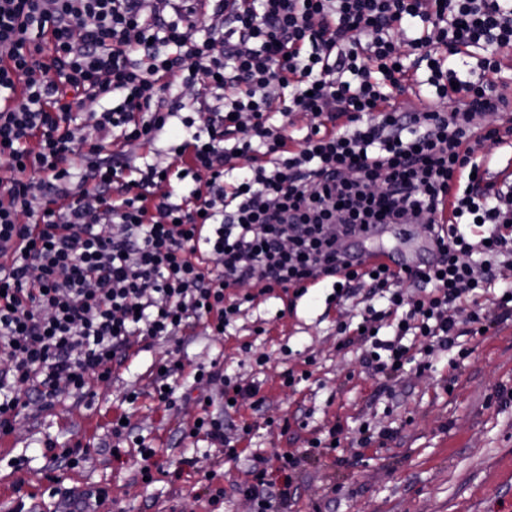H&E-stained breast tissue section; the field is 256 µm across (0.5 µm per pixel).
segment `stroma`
Returning <instances> with one entry per match:
<instances>
[{"label": "stroma", "mask_w": 512, "mask_h": 512, "mask_svg": "<svg viewBox=\"0 0 512 512\" xmlns=\"http://www.w3.org/2000/svg\"><path fill=\"white\" fill-rule=\"evenodd\" d=\"M331 292L313 288L289 303L279 289H236L243 303L224 337L201 324L172 339L131 337L132 359L108 381L91 379L88 395L30 404L0 448V512L22 505L58 512L66 494L100 489L108 498L98 512H254L251 497L235 490L249 480L246 461L217 465L220 449L182 436L203 414L198 397L221 390L193 380L196 365L214 359L251 385L261 405L240 410L255 425L247 442L253 453L272 459L337 426L349 437L364 424L395 434L383 445L346 443L305 459L286 512H512V321L459 337L467 358L452 349L433 368L410 365L388 381L364 367L362 343L342 345L336 333L337 322L362 311L360 297L333 302ZM259 325L264 335H254ZM259 353L270 357L262 368L253 362ZM166 360L183 365L182 390L168 406L148 394L151 372ZM307 367L309 381L284 384L286 371ZM133 390L141 396L131 405L125 396ZM121 414L157 450L151 484L138 479L134 458L116 461L99 451ZM77 448L86 452L78 467L52 463L51 454ZM212 484L227 490L216 506Z\"/></svg>", "instance_id": "obj_1"}]
</instances>
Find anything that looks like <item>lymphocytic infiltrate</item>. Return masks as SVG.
<instances>
[{"mask_svg": "<svg viewBox=\"0 0 512 512\" xmlns=\"http://www.w3.org/2000/svg\"><path fill=\"white\" fill-rule=\"evenodd\" d=\"M511 50L512 0H0V432L30 401L108 380L129 337L218 335L242 284L364 292V366L432 367L463 303L512 269V182L479 176L512 126L477 123L512 110ZM409 87L426 107L397 105ZM295 112L312 118L301 136L281 123ZM175 118V162L135 165L129 147ZM382 224L433 240L407 275L362 266L355 240ZM194 379L224 384L197 433L240 459L246 389L213 364ZM341 433L276 472L250 464L256 512L287 504L310 449Z\"/></svg>", "mask_w": 512, "mask_h": 512, "instance_id": "lymphocytic-infiltrate-1", "label": "lymphocytic infiltrate"}]
</instances>
